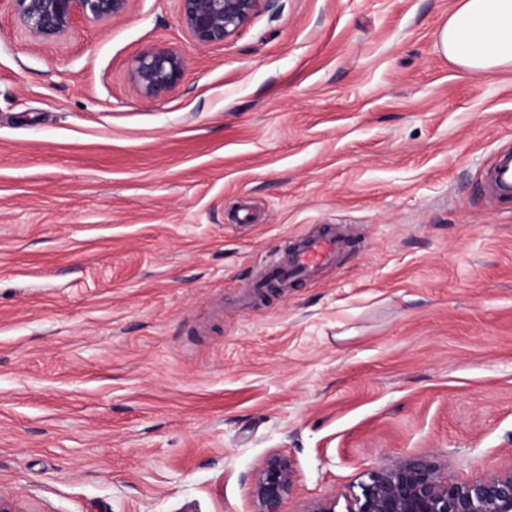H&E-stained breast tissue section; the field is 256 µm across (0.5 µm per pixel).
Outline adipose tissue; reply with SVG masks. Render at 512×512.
Returning <instances> with one entry per match:
<instances>
[{
  "label": "adipose tissue",
  "mask_w": 512,
  "mask_h": 512,
  "mask_svg": "<svg viewBox=\"0 0 512 512\" xmlns=\"http://www.w3.org/2000/svg\"><path fill=\"white\" fill-rule=\"evenodd\" d=\"M450 60L472 73L512 66V0H461L438 34Z\"/></svg>",
  "instance_id": "obj_1"
}]
</instances>
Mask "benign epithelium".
Here are the masks:
<instances>
[{
	"instance_id": "benign-epithelium-1",
	"label": "benign epithelium",
	"mask_w": 512,
	"mask_h": 512,
	"mask_svg": "<svg viewBox=\"0 0 512 512\" xmlns=\"http://www.w3.org/2000/svg\"><path fill=\"white\" fill-rule=\"evenodd\" d=\"M179 21L196 47L236 36L273 0H178ZM129 0H0L38 42L68 32L79 18L102 21L126 13ZM186 55L153 47L139 58L133 81L146 98H157L183 79ZM296 472L288 458L270 456L251 479L256 512H282ZM346 512H512V468L468 481L448 478L427 458L395 459L367 473Z\"/></svg>"
}]
</instances>
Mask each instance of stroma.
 Here are the masks:
<instances>
[{"mask_svg":"<svg viewBox=\"0 0 512 512\" xmlns=\"http://www.w3.org/2000/svg\"><path fill=\"white\" fill-rule=\"evenodd\" d=\"M458 0H274L193 47L177 0L37 45L0 13V494L18 512H345L370 469L512 467V71L448 60ZM187 54L144 98L139 56ZM342 231L319 276L250 282ZM482 180L490 198L512 200V148L499 152L484 170ZM296 472L288 458L270 456L251 479V495L256 512H282V506L294 488Z\"/></svg>","mask_w":512,"mask_h":512,"instance_id":"stroma-1","label":"stroma"}]
</instances>
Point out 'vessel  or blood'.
Here are the masks:
<instances>
[{
	"label": "vessel or blood",
	"instance_id": "b4317fda",
	"mask_svg": "<svg viewBox=\"0 0 512 512\" xmlns=\"http://www.w3.org/2000/svg\"><path fill=\"white\" fill-rule=\"evenodd\" d=\"M482 180L490 198L512 200V148L504 149L494 157L484 170ZM343 246V240L334 235L304 238L292 254L279 262L268 263L264 276L255 287L261 290L283 278L316 277L319 269L330 262Z\"/></svg>",
	"mask_w": 512,
	"mask_h": 512
}]
</instances>
